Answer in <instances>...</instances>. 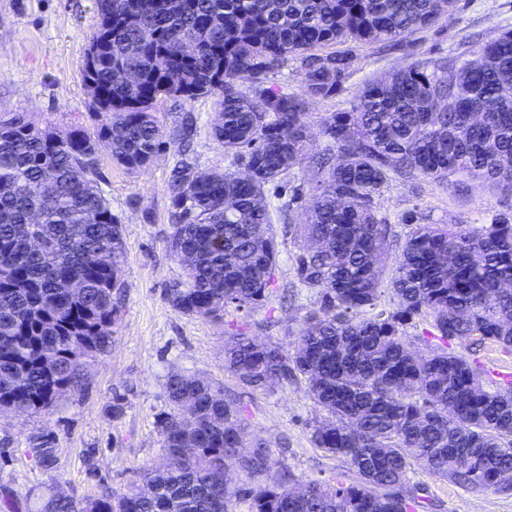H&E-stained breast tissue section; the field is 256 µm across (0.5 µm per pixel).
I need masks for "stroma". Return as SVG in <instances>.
<instances>
[{"mask_svg":"<svg viewBox=\"0 0 512 512\" xmlns=\"http://www.w3.org/2000/svg\"><path fill=\"white\" fill-rule=\"evenodd\" d=\"M457 9V23H439L411 35L409 52L382 43L360 46L348 89L406 66L410 53L448 57L471 38L489 40L512 29V0H458ZM98 24L92 0H0V116L20 115L42 128L76 123L92 128L82 70ZM183 112L198 118L194 149L201 169L228 168L229 158L210 134L217 113L214 99L186 103L167 98L159 101L154 115L167 128ZM178 151V144L170 143L138 174L116 166L110 156L102 158L98 186L124 227L127 286L120 318L110 348L86 361L81 386L49 414L0 415V498L12 499L17 512H42L57 495L79 501L105 487L129 492L143 466L165 459L155 418L166 408V374L185 371L240 395L224 370L226 324L246 321L256 335L278 341L296 333L305 315L301 309L264 307L246 318L230 307L218 324L169 304L167 289L185 278L165 247L171 231L166 182ZM511 208L512 200L477 182L456 192L434 182L394 183L381 200L383 215L399 234L406 231L402 217L413 210L432 224H487ZM304 388L297 382L242 395L245 414L253 434L299 477L331 478L345 465L313 447L309 428L319 412ZM46 433L54 439L56 455L49 471L32 451L34 440ZM413 479L428 486L439 503L436 512H512V491L468 489L421 469Z\"/></svg>","mask_w":512,"mask_h":512,"instance_id":"1","label":"stroma"}]
</instances>
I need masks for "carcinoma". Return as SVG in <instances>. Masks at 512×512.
Masks as SVG:
<instances>
[{
  "label": "carcinoma",
  "mask_w": 512,
  "mask_h": 512,
  "mask_svg": "<svg viewBox=\"0 0 512 512\" xmlns=\"http://www.w3.org/2000/svg\"><path fill=\"white\" fill-rule=\"evenodd\" d=\"M100 23L83 82L94 129L39 128L0 117V414L48 413L81 383L83 359L112 344L125 288L124 229L98 188L102 151L137 173L170 142L184 145L167 183L166 250L186 279L167 290L184 314L224 320L273 303L278 213L298 242L289 288L313 297L294 340L236 325L224 370L249 391L299 379L323 418L314 447L347 465L304 481L250 435L224 386L167 375L156 420L176 464L145 466L140 484L46 512H418L436 504L411 482L418 464L471 488L512 491V380L485 386L457 351H512V218L427 224L391 233L379 206L398 180L480 181L512 197V31L446 58H413L358 87L320 121L308 100L345 91L352 44L408 47L414 31L457 21V0H95ZM348 48L322 53L329 45ZM298 58L301 90L271 75ZM252 83L251 94L238 81ZM215 99L211 136L246 174L203 172L187 152L196 117L163 130L164 98ZM310 202L290 176L306 158ZM305 220L294 224L295 211ZM400 253L388 269V255ZM54 464L53 440L37 438Z\"/></svg>",
  "instance_id": "1"
}]
</instances>
